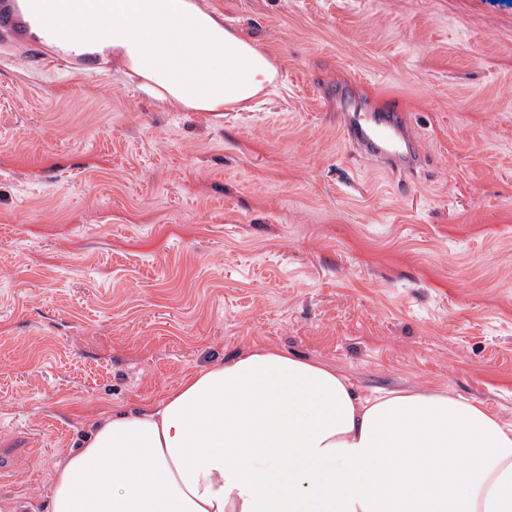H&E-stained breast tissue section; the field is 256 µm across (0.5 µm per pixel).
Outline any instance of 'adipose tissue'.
<instances>
[{
    "instance_id": "1",
    "label": "adipose tissue",
    "mask_w": 512,
    "mask_h": 512,
    "mask_svg": "<svg viewBox=\"0 0 512 512\" xmlns=\"http://www.w3.org/2000/svg\"><path fill=\"white\" fill-rule=\"evenodd\" d=\"M32 33L112 57L162 108L242 112L269 55L203 0H19ZM47 512H512V424L437 391L362 396L336 365L263 345L94 421Z\"/></svg>"
}]
</instances>
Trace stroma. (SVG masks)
Returning <instances> with one entry per match:
<instances>
[{"label":"stroma","instance_id":"35a3bbf8","mask_svg":"<svg viewBox=\"0 0 512 512\" xmlns=\"http://www.w3.org/2000/svg\"><path fill=\"white\" fill-rule=\"evenodd\" d=\"M278 69L247 112L161 111L120 68L0 49V512H45L93 419L254 344L364 395L512 424V0H206ZM390 100L421 159L353 152Z\"/></svg>","mask_w":512,"mask_h":512}]
</instances>
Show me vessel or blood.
<instances>
[{"mask_svg":"<svg viewBox=\"0 0 512 512\" xmlns=\"http://www.w3.org/2000/svg\"><path fill=\"white\" fill-rule=\"evenodd\" d=\"M24 24L13 0H0V30L21 38ZM408 117L400 112H380L358 105L343 114V135L356 152L375 158L385 170L414 171L418 160L413 152Z\"/></svg>","mask_w":512,"mask_h":512,"instance_id":"b4317fda","label":"vessel or blood"}]
</instances>
